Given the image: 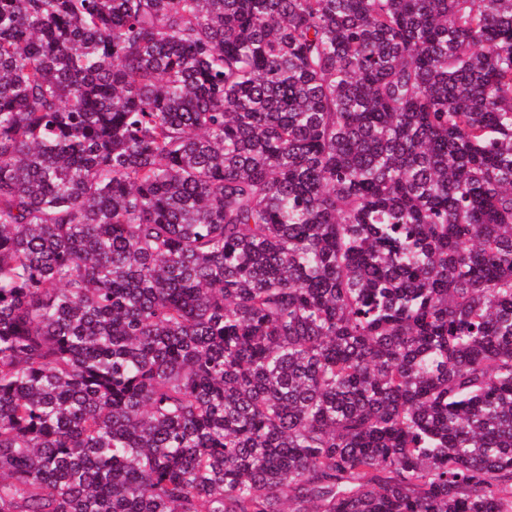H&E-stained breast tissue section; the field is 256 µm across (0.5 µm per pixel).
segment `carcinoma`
Returning <instances> with one entry per match:
<instances>
[{"label":"carcinoma","instance_id":"carcinoma-1","mask_svg":"<svg viewBox=\"0 0 512 512\" xmlns=\"http://www.w3.org/2000/svg\"><path fill=\"white\" fill-rule=\"evenodd\" d=\"M0 512H512V0H0Z\"/></svg>","mask_w":512,"mask_h":512}]
</instances>
